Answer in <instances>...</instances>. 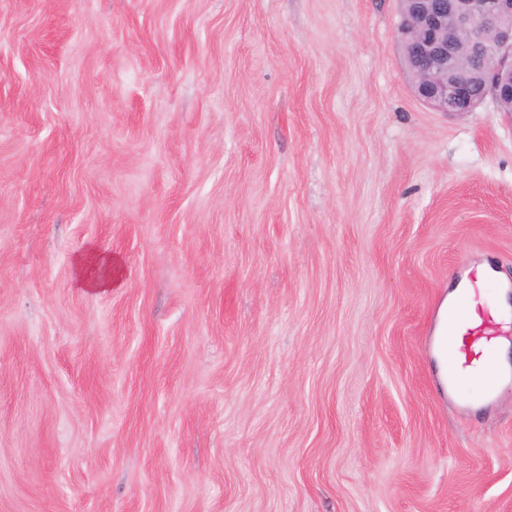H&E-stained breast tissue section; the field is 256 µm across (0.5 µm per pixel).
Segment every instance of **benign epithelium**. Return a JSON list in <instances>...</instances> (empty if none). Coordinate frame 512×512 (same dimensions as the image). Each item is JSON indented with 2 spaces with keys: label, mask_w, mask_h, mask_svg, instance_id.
<instances>
[{
  "label": "benign epithelium",
  "mask_w": 512,
  "mask_h": 512,
  "mask_svg": "<svg viewBox=\"0 0 512 512\" xmlns=\"http://www.w3.org/2000/svg\"><path fill=\"white\" fill-rule=\"evenodd\" d=\"M404 64L417 98L437 112H472L486 99L512 100V0H401ZM466 33L489 59L480 70L458 66Z\"/></svg>",
  "instance_id": "7a95c632"
}]
</instances>
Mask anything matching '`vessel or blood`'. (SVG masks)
I'll use <instances>...</instances> for the list:
<instances>
[{
    "instance_id": "b4317fda",
    "label": "vessel or blood",
    "mask_w": 512,
    "mask_h": 512,
    "mask_svg": "<svg viewBox=\"0 0 512 512\" xmlns=\"http://www.w3.org/2000/svg\"><path fill=\"white\" fill-rule=\"evenodd\" d=\"M467 280V293L448 311L458 334L449 373L459 387L478 382L488 393L492 377L479 375L478 370L493 359L498 341L512 340V314L503 316L493 309L491 284L478 272H470Z\"/></svg>"
}]
</instances>
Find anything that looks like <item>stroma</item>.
Listing matches in <instances>:
<instances>
[{
    "label": "stroma",
    "instance_id": "stroma-1",
    "mask_svg": "<svg viewBox=\"0 0 512 512\" xmlns=\"http://www.w3.org/2000/svg\"><path fill=\"white\" fill-rule=\"evenodd\" d=\"M400 17L0 0V512H512V379L431 350L512 288V115L423 105ZM98 260L106 265V273L104 279H99L98 277H91L87 272H85V267H83L78 274V282L82 288H87L91 290H102L112 288V266L118 268L119 260H112V256L108 257H98Z\"/></svg>",
    "mask_w": 512,
    "mask_h": 512
}]
</instances>
